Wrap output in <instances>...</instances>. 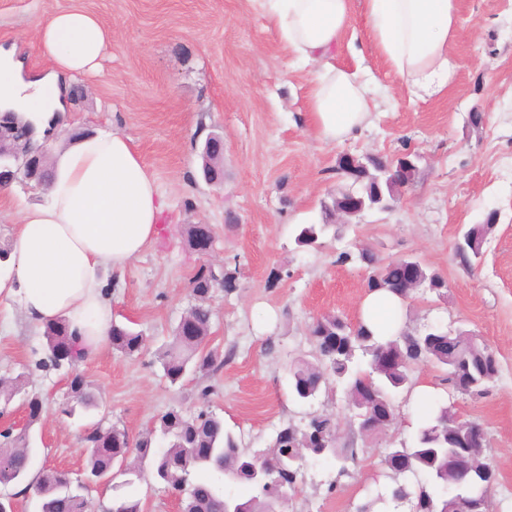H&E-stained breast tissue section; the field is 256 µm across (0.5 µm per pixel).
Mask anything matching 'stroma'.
Returning <instances> with one entry per match:
<instances>
[{
	"label": "stroma",
	"mask_w": 512,
	"mask_h": 512,
	"mask_svg": "<svg viewBox=\"0 0 512 512\" xmlns=\"http://www.w3.org/2000/svg\"><path fill=\"white\" fill-rule=\"evenodd\" d=\"M352 22L336 52L338 67L372 80L369 123L335 143L317 138L306 120L310 68L293 65L251 0H0V43L16 42L28 67L45 66L34 29L49 15L82 7L112 29L101 70L75 75L80 102L68 103L54 150L68 133L117 131L154 176L166 209L157 239L112 284V317L143 332L150 349L128 357L105 347L80 370L98 399L94 420L119 425L138 439L167 410L216 413L249 448H264L284 421L309 411L332 414L341 438L354 439L357 459L337 478L325 463L303 469V491L288 512H356L384 490L386 449L411 442L422 419L413 397L394 398L397 419L384 434L363 438L352 427L343 389L331 385L305 407L294 402L288 369L310 357L309 327L323 314L354 324L368 292L354 255L366 247L386 261L411 258L448 282L444 298L415 290L406 326L432 323L474 332L495 352L499 372L479 397L453 399V410L480 424L497 473L490 495L496 512H512V0H459L457 78L443 94L411 97L376 53L363 0H351ZM481 125H473L474 115ZM224 138V183H207L200 152L210 133ZM391 160L417 155L414 181L387 211H366L335 224L316 246L295 243L302 224L325 222L344 183L343 154ZM44 187L17 180L0 192V247L7 248L20 210L46 205ZM495 216L472 266L460 263L461 233ZM189 224L211 225V258L190 249ZM352 260L339 262L341 252ZM237 271L232 292L216 291L209 347L231 357L214 376L173 385L155 361L193 303L190 281L200 266ZM43 332L12 313L0 325V376L25 374V392L44 399L31 431V476L43 470L79 474L86 424L61 414L68 398L65 370L42 371ZM214 385L202 397L206 385Z\"/></svg>",
	"instance_id": "35a3bbf8"
}]
</instances>
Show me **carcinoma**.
<instances>
[{
    "instance_id": "1",
    "label": "carcinoma",
    "mask_w": 512,
    "mask_h": 512,
    "mask_svg": "<svg viewBox=\"0 0 512 512\" xmlns=\"http://www.w3.org/2000/svg\"><path fill=\"white\" fill-rule=\"evenodd\" d=\"M336 174L347 187L365 200V207L385 208L396 200L399 189L408 186L401 179L396 163L377 156L365 158L364 167L349 175L342 164ZM494 215L487 223L471 228L464 236V245L456 247V255L465 265L479 258L483 241L492 230ZM325 224H303L297 230L296 242L303 247L317 244ZM360 259L368 271L367 287L391 292L402 283L406 272L396 261L384 262L368 250ZM417 280L443 295L447 282L436 272L416 266ZM235 272L223 267H200L191 279L194 304L186 312L188 324H178L171 341L158 356L163 376L172 384L192 374L210 376L224 366L226 356L207 347L213 317L212 299L218 287L235 288ZM49 340L50 366L55 369L76 367L80 359L77 342L67 325L54 322L45 327ZM315 360H302L290 367L289 385L294 400L307 402L327 390L334 378L345 387L347 398L363 412L375 413L374 432L382 433L396 420L394 393L409 388L412 367L431 364L443 372L442 385L450 393L480 396L498 373V359L482 343L471 336H451L440 326L425 332L399 333L381 342L363 324L356 326L338 316H326L311 328ZM112 348L133 356L146 347L148 337L131 327L112 324L109 336ZM367 358L368 368H361L356 355ZM73 399L64 413L84 415L95 407L85 378L70 379ZM23 384L16 377L0 380V398L10 401L21 392ZM83 453V475L75 480L57 470H45L36 479L27 481L31 461L28 436L6 435L10 445L0 446V484L27 482L39 500L40 512H93L86 492V482L112 486L113 506L110 512H143L141 500L129 488L150 475L152 479L181 495L182 512H224V505L233 503L242 512H268L267 487L256 476L268 472L272 482L294 490L302 481V469L287 463V452L295 450L302 458L333 460L338 476L349 475L348 463L355 460L354 443L343 442L336 422L322 413L308 414L304 425L283 423L268 447L249 450L240 438L224 428V420L209 410L187 416L171 410L164 413L153 430L133 444H128L125 429L96 422L87 427ZM336 443V454L322 451L319 437ZM462 447L454 425V416L447 403L431 401L410 445L391 449L382 459L388 492L357 507V512H380L386 507L399 512H431L447 498L448 489L455 488L469 497L488 494L494 482V469L486 458V448L471 449L476 464L456 474L448 473V452ZM193 448H208V455L199 457ZM124 477L117 483L115 479Z\"/></svg>"
}]
</instances>
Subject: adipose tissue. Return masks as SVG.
<instances>
[{
    "label": "adipose tissue",
    "instance_id": "obj_1",
    "mask_svg": "<svg viewBox=\"0 0 512 512\" xmlns=\"http://www.w3.org/2000/svg\"><path fill=\"white\" fill-rule=\"evenodd\" d=\"M295 63L312 67L308 118L324 141L362 128L371 89L357 73L337 67L336 48L351 25L350 0H252ZM367 27L378 55L414 98L441 95L460 63L458 0H364ZM47 70L29 71L15 46L0 45V111L41 119L64 112L67 80L95 69L112 30L94 13L74 7L36 27ZM46 205L25 210L0 276V298H18L38 330L63 320L87 356L98 354L112 327V301L101 273L122 270L159 236L165 202L153 175L128 137L94 135L57 153ZM361 320L378 338L403 324L395 295L368 292Z\"/></svg>",
    "mask_w": 512,
    "mask_h": 512
}]
</instances>
